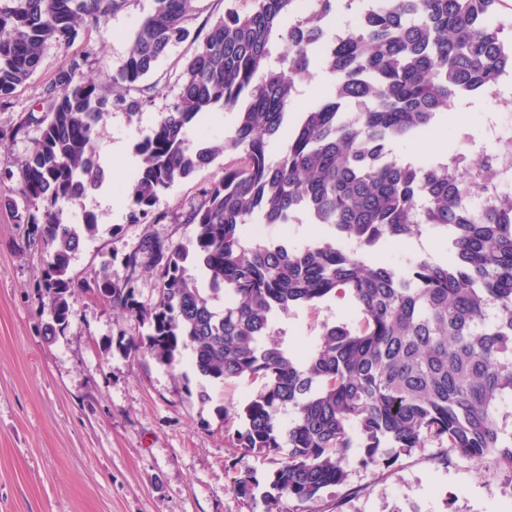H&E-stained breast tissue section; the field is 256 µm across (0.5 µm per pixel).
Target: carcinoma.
<instances>
[{
    "instance_id": "carcinoma-1",
    "label": "carcinoma",
    "mask_w": 512,
    "mask_h": 512,
    "mask_svg": "<svg viewBox=\"0 0 512 512\" xmlns=\"http://www.w3.org/2000/svg\"><path fill=\"white\" fill-rule=\"evenodd\" d=\"M248 8L241 10L235 3ZM133 0H0V107L36 70L50 46H71ZM197 0H154L132 48L109 86L84 78L90 52L65 57L40 101L11 136L35 124L41 135L21 167L19 198L1 195L28 240L53 248L40 288L53 325L70 323L67 296L76 286L71 254L98 232L95 216L64 224L55 207L76 201L105 178L93 142L109 112L136 114L147 103L144 78L170 48L190 35L184 23ZM194 55L173 73V102L135 144L141 165L126 196L134 217L168 218L156 209L174 183L210 164L223 149L234 163L201 189L181 223L197 227L193 249L147 239L125 256L134 273L152 255L157 297L145 306L130 281L94 280L104 304L148 324L147 335L121 345L172 364L189 353L195 370L222 383L250 378L261 391L234 412L241 426L229 445L282 455L266 490L247 469L238 494L261 497L266 512H320L322 493L341 486L346 464L390 467L417 448L448 467L449 453L512 473V435L504 438L505 400H512V193L481 208L468 199L484 189L490 160L512 166V137L474 161L411 163L395 143L426 135L454 100L493 93L512 71V44L492 18L505 0H376L366 22L330 45L323 25L361 0H308L288 29L281 22L300 0H229ZM288 52L271 61L273 34ZM318 67L333 90L294 124L288 110L297 85ZM354 106L357 111L350 112ZM236 114L224 146L189 133L203 114ZM288 131L272 159L269 145ZM304 213L330 228L346 248L318 238L250 242L254 224L291 223ZM451 231L444 263L411 261L399 273L366 262L364 252L432 230ZM194 258L206 287L185 274ZM349 294L359 307L355 327L326 325L319 343L299 359L265 342L277 316L298 304ZM224 299V312L211 300ZM297 409L289 422L280 413Z\"/></svg>"
}]
</instances>
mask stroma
<instances>
[{
	"label": "stroma",
	"instance_id": "obj_1",
	"mask_svg": "<svg viewBox=\"0 0 512 512\" xmlns=\"http://www.w3.org/2000/svg\"><path fill=\"white\" fill-rule=\"evenodd\" d=\"M226 0H198L187 23L190 36L175 44L146 77L151 103L136 115L111 112L94 143L96 156L123 144L108 171L112 204L87 195L59 204L62 222L78 223L90 212L99 224L96 239L73 254L71 266L80 285L68 302L69 327L53 334L48 307L37 288L52 249L32 244L24 225L0 205V512H265L263 501L249 502L235 488L240 469L258 479L280 465L279 457L240 456L228 447L225 409H237L261 385L232 384L201 377L188 359L171 365L145 354H128L117 341L145 336L148 325L138 317L100 301L91 286L99 273L130 281L140 302L156 297L153 261L142 256L136 273L124 257L143 240L159 238L190 244L195 227L180 215L198 201V190L233 160L224 152L175 183L161 195L162 224L134 221L123 191L136 168L134 145L154 126L173 101L169 76L192 56L199 37L224 12ZM152 0H135L98 30L80 32L71 48L44 51L33 75L0 108V171L19 172L41 131L30 126L13 137L19 116L39 100L68 50H93L86 76L105 80L127 58L138 19ZM468 111L451 110L438 139L410 138L394 151L407 161L433 158L435 152L465 148L458 134L467 128L476 141L485 139L491 112H512V98L469 94ZM468 136V137H469ZM359 311L347 296L331 295L291 308L277 317L271 335L292 357L318 342L324 326H355ZM344 485L327 490L322 512H512V473L490 463L475 465L451 457L436 467L430 451L418 448L388 468L371 469L349 462Z\"/></svg>",
	"mask_w": 512,
	"mask_h": 512
}]
</instances>
